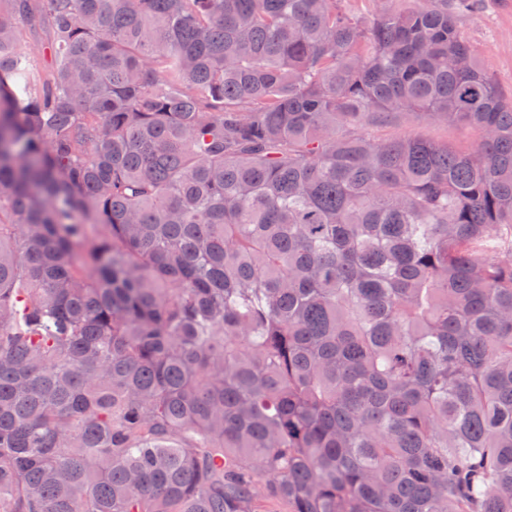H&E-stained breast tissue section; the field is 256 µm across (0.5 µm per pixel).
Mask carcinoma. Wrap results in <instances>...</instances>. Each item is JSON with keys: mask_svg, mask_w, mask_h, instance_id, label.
<instances>
[{"mask_svg": "<svg viewBox=\"0 0 512 512\" xmlns=\"http://www.w3.org/2000/svg\"><path fill=\"white\" fill-rule=\"evenodd\" d=\"M480 2L0 0V512H512ZM383 133L391 135L418 134L435 140H448V142L465 149L471 147L475 140V135L470 130L437 121H406Z\"/></svg>", "mask_w": 512, "mask_h": 512, "instance_id": "1", "label": "carcinoma"}]
</instances>
